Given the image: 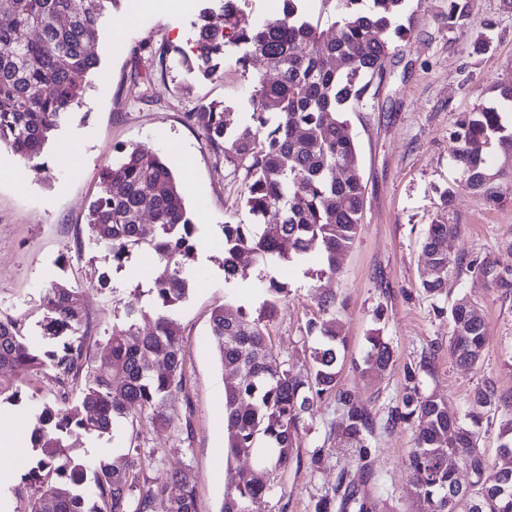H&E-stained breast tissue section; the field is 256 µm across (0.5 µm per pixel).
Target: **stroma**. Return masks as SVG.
<instances>
[{
  "label": "stroma",
  "mask_w": 512,
  "mask_h": 512,
  "mask_svg": "<svg viewBox=\"0 0 512 512\" xmlns=\"http://www.w3.org/2000/svg\"><path fill=\"white\" fill-rule=\"evenodd\" d=\"M137 0H118L112 16L120 32L104 28L92 47L100 67L82 99L46 146L43 167L0 152V310L35 325L39 294L45 285L63 280L80 288L89 317V333L103 336L115 315L134 297L138 269L153 265L142 255L135 269L117 275L118 290L91 283L90 268L108 271L112 258L88 237L89 207L100 191L105 169L119 146H133L169 156L172 143L182 153L171 159L178 174L188 175L182 192L200 226L198 242L222 239L225 222L248 224L252 218L240 200L243 172L215 155L186 112L210 101L233 105L234 120H250L249 97L259 76L274 79L262 59L240 67L239 45L224 47V72L205 78L188 70L184 57L194 45L193 21L202 0H165L163 9L139 10ZM473 21L449 26L448 0H407L414 30L389 76L365 106L348 113L350 132L359 149L366 185L363 224L352 248L337 259L335 276L321 274L311 256L228 283L224 251L202 248L199 275L186 302L176 312L185 346V387L172 393L167 408L189 415L192 432L183 435L141 419L139 444L146 456L145 473L153 479L188 468L194 478L199 512H218L223 495L252 462L224 458V388L209 336L213 308L221 304L257 314L262 279L275 277L288 295L269 327L274 346L294 374H306L315 337L306 333L318 315V298L335 294L336 317L348 338L339 386L356 404L370 408L377 428L366 453L339 445L345 420L335 398L323 399L306 420L299 459L278 472L266 498L267 512H314L316 502L331 494L337 482L368 499L374 512H420L408 468L413 446L411 426L385 428L391 407L407 385L406 367H419L422 392H437L448 413L465 418L470 399L484 381L500 394L512 395V294L495 290L480 274L483 262L512 271V187L497 178L489 190L459 184L453 157V133L462 113L498 105L497 81L512 77V9L503 0H470ZM166 48L165 61L153 52ZM152 81H143L145 72ZM20 167L21 177L10 174ZM451 207H444L446 190ZM450 220L461 233L448 249V286L437 298L420 287L425 271L421 241L432 222ZM464 298L480 310L486 325V347L474 366L458 365L448 352L451 325L446 313ZM392 342L397 358L382 376L361 379L355 370L372 330ZM0 389L21 391V402L0 403V425L34 429L39 409L54 399L46 377L2 373Z\"/></svg>",
  "instance_id": "obj_1"
}]
</instances>
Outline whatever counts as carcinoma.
<instances>
[{
	"instance_id": "1",
	"label": "carcinoma",
	"mask_w": 512,
	"mask_h": 512,
	"mask_svg": "<svg viewBox=\"0 0 512 512\" xmlns=\"http://www.w3.org/2000/svg\"><path fill=\"white\" fill-rule=\"evenodd\" d=\"M117 0H0V146L34 162L67 114L74 111L100 60L95 43L105 14ZM221 12L200 9L196 56L191 62L213 77L224 61V45L242 46L236 64L262 58L278 78L255 81L249 99L252 123L231 124L222 104L197 106L186 113L206 145L235 170L244 171L243 205L253 224L222 226L224 280L244 279L255 270L319 255L321 273H336L337 257L353 244L362 224L365 187L358 148L344 113L363 107L372 79L383 82L396 56L397 39L411 27L399 23L406 0H332L336 39L327 41L305 10L306 0H282V12L253 29L239 27V0H222ZM462 0H448V26L468 19ZM455 161L461 180L481 191L498 176L512 177V130L500 112H467L455 132ZM494 151L497 172L486 168ZM118 160L103 176L89 210V239L112 257V272L125 271L141 252L157 262L146 270L150 301L129 304L102 340L88 336V318L80 289L54 282L42 289L38 322L48 347L31 345L23 322L0 310V371L43 375L54 383V403L43 405L40 426L31 435L36 456L21 479L32 489L27 512H198L189 469L163 480L146 476L136 437L127 451L93 468L76 452L86 435L99 436L134 424L144 414L152 422L179 431L190 427L167 411L169 395L183 387L185 349L172 313L188 298L197 274L198 225L188 211L181 184L157 154L137 147L117 149ZM461 225H429L422 253L431 276L421 280L430 297L448 286V247ZM481 274L493 287L512 291V274L486 261ZM255 316L226 305L210 318L211 341L222 373L230 383L224 395L227 460L256 456V467L241 473L227 491L219 512H265L271 476L298 456L306 416L332 396L345 414L341 442L367 447L376 424L368 407L351 402L338 388V364L347 336L333 314L336 297L319 299L332 318L310 321L307 334L319 339L310 353L309 371L292 373L279 362L268 334L286 286L274 278L265 284ZM452 330L448 351L456 362L474 365L485 345L484 322L465 299L448 310ZM152 328L140 331V323ZM385 337H368L361 377L378 376L394 362ZM418 369L407 368L408 385L391 408L387 426L410 423L414 447L408 461L422 512H512V418L499 432L498 459L489 464L476 429L478 414L503 408L512 397L484 382L471 398V422L452 418L443 399L417 385ZM82 385L78 398L74 386ZM454 457L469 471L463 487Z\"/></svg>"
}]
</instances>
